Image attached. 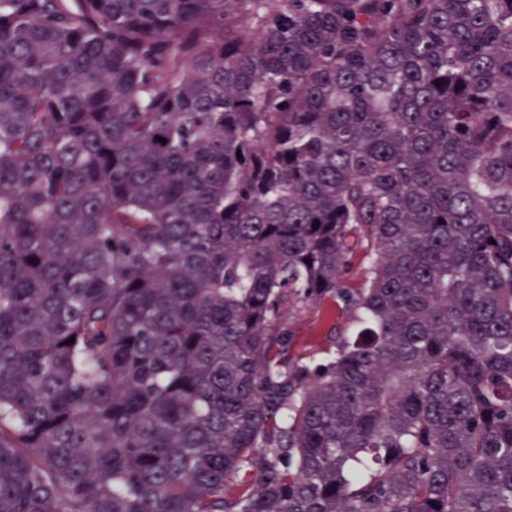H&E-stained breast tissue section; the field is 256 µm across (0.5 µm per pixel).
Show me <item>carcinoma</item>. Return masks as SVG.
Returning a JSON list of instances; mask_svg holds the SVG:
<instances>
[{"label": "carcinoma", "mask_w": 512, "mask_h": 512, "mask_svg": "<svg viewBox=\"0 0 512 512\" xmlns=\"http://www.w3.org/2000/svg\"><path fill=\"white\" fill-rule=\"evenodd\" d=\"M0 512H512V0H0ZM288 307L291 314L287 313L282 320L287 333L281 353L283 363L299 357L324 358L357 328L354 312L340 300L325 298L300 303L292 300Z\"/></svg>", "instance_id": "cac0c4a2"}]
</instances>
